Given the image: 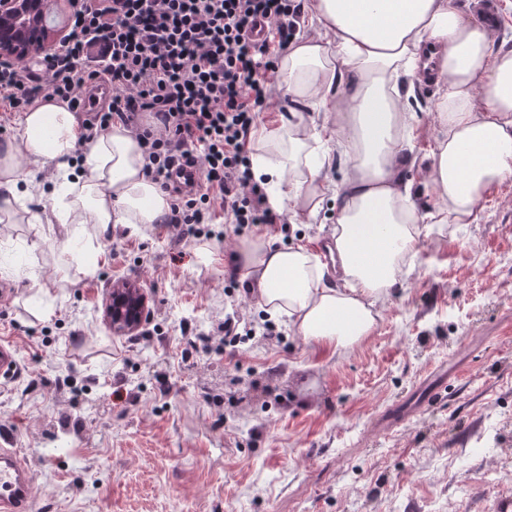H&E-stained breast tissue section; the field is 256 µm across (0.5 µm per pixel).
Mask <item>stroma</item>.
<instances>
[{"mask_svg":"<svg viewBox=\"0 0 512 512\" xmlns=\"http://www.w3.org/2000/svg\"><path fill=\"white\" fill-rule=\"evenodd\" d=\"M337 208L289 243L330 239ZM61 224H0V445L32 473L30 512H500L512 502V179L471 224L418 243L416 267L352 353L271 339L227 350L230 311L266 315L224 279L236 234L116 226L75 250ZM144 289L132 336L102 317L113 282ZM437 404L395 422L423 383Z\"/></svg>","mask_w":512,"mask_h":512,"instance_id":"1","label":"stroma"}]
</instances>
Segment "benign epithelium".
I'll return each mask as SVG.
<instances>
[{
    "instance_id": "1",
    "label": "benign epithelium",
    "mask_w": 512,
    "mask_h": 512,
    "mask_svg": "<svg viewBox=\"0 0 512 512\" xmlns=\"http://www.w3.org/2000/svg\"><path fill=\"white\" fill-rule=\"evenodd\" d=\"M59 0H0V59L30 58L55 47L64 34L44 21L49 8ZM106 321L115 336H126L140 329L148 311V298L131 281H118L106 295Z\"/></svg>"
}]
</instances>
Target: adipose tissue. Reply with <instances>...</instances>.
Returning a JSON list of instances; mask_svg holds the SVG:
<instances>
[{"mask_svg": "<svg viewBox=\"0 0 512 512\" xmlns=\"http://www.w3.org/2000/svg\"><path fill=\"white\" fill-rule=\"evenodd\" d=\"M303 10L320 33L295 37L280 57V88L293 107L279 126L253 132L250 157L273 209L311 216L342 158L336 267L263 236L241 241L233 259L267 313L345 355L415 266L425 229L473 223L491 191L512 179V48L495 46L494 27L457 0H305ZM423 81L439 97L438 134L421 155L406 102ZM305 106L323 123L305 118ZM19 123L20 140L0 143L1 224H90L103 243L113 225L154 224L168 212V195L144 174L143 150L123 125L84 143L76 114L44 101ZM24 158L49 173L51 207L40 215L24 203ZM412 171L414 183L405 178Z\"/></svg>", "mask_w": 512, "mask_h": 512, "instance_id": "obj_1", "label": "adipose tissue"}]
</instances>
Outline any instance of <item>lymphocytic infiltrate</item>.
I'll list each match as a JSON object with an SVG mask.
<instances>
[{"label": "lymphocytic infiltrate", "instance_id": "lymphocytic-infiltrate-1", "mask_svg": "<svg viewBox=\"0 0 512 512\" xmlns=\"http://www.w3.org/2000/svg\"><path fill=\"white\" fill-rule=\"evenodd\" d=\"M301 13L299 0H76L57 48L0 61V107L23 112L41 99L76 110L83 91L108 83L112 96L86 113L82 139L119 122L142 141L145 173L161 187L183 162L201 175L197 190L171 199L165 226L197 236L220 208L235 231L284 233L288 219L254 181L248 145Z\"/></svg>", "mask_w": 512, "mask_h": 512}]
</instances>
